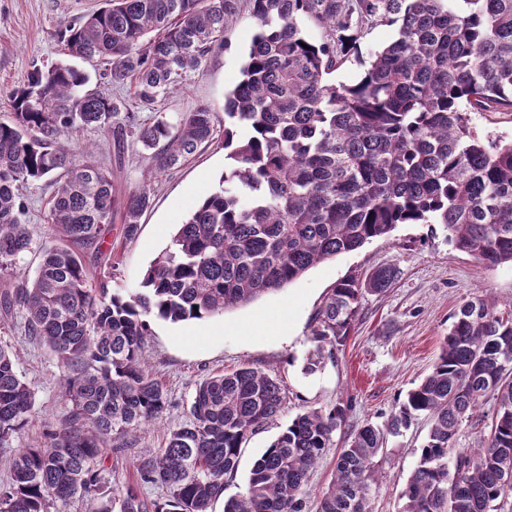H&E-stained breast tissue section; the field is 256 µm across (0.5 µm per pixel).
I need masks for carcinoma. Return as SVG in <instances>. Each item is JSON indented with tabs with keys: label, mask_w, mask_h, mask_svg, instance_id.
Segmentation results:
<instances>
[{
	"label": "carcinoma",
	"mask_w": 512,
	"mask_h": 512,
	"mask_svg": "<svg viewBox=\"0 0 512 512\" xmlns=\"http://www.w3.org/2000/svg\"><path fill=\"white\" fill-rule=\"evenodd\" d=\"M105 2L58 39L66 55L99 62L143 103L199 69L243 11L259 32L225 95L231 165L133 294L110 287L120 260L103 244L116 222L126 238L137 235L149 189L122 196L115 169L95 162L71 169L68 143L95 129L120 164L137 141L150 151L152 178L214 141V112L200 105L174 122L142 121L88 88L89 76L66 62L34 68L10 92L13 112L0 121V318L22 311L27 336L70 374L65 418L47 426L39 446L12 457L0 512H60L87 497L100 503L94 512H212L241 448L282 410L284 389L248 365L205 379L186 423L136 464L137 479L165 490L164 502L150 504L136 483L111 485L103 458L128 452L169 406L144 358L150 320L190 322L246 305L399 224H439L456 249L483 264H512V142L479 138L467 117L512 112V0ZM395 24L397 38L373 53L359 80L330 79L369 31ZM310 25L320 39L309 36ZM42 182L52 188L55 244L33 276L19 278L17 263L33 245L23 190ZM90 249L107 267L97 286ZM394 277L383 268L336 285L315 315L307 372L346 340L363 293L382 292ZM487 401L490 433L477 448L455 447L463 420ZM33 406L16 353L0 346L1 448L25 428ZM421 416L431 428L405 512H493L512 492L511 315L482 297L461 306L432 370L386 423L353 431L315 502L307 482L344 422L341 406L297 415L224 512H372L375 457Z\"/></svg>",
	"instance_id": "carcinoma-1"
}]
</instances>
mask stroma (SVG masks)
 <instances>
[{
    "instance_id": "1",
    "label": "stroma",
    "mask_w": 512,
    "mask_h": 512,
    "mask_svg": "<svg viewBox=\"0 0 512 512\" xmlns=\"http://www.w3.org/2000/svg\"><path fill=\"white\" fill-rule=\"evenodd\" d=\"M101 5L102 0H0V119L12 110L10 91L26 83L34 66L64 60L58 29ZM255 32L253 20L243 17L225 33L223 48L189 74L183 89L150 105L137 104L131 87L100 78L95 63L83 61L79 67L89 74L91 87L136 107L145 119L162 116L172 121L202 104L220 115L224 95L240 77ZM396 35L393 26L370 31L357 53L335 72V80L356 81L364 61ZM227 165L224 141L218 138L147 184L151 206L136 237L126 239L119 223L108 235L122 257L119 287L139 288L146 268L169 246L176 224L217 189ZM49 196V190L38 187L24 192V219L33 232V248L20 259L19 272L34 273L43 249L54 243L47 222ZM385 267L396 271L391 286L380 294L364 293L346 341L325 357L316 372L307 373V359L315 347L314 316L331 289L343 279L362 280ZM482 295L492 298L500 311L511 309L512 265L482 264L455 249L439 225L400 224L387 237L320 263L282 290L248 305L192 323L153 320L145 356L153 376L166 387L170 405L164 422L142 429L125 458L104 460L107 475L113 483L124 484L133 460L157 453L168 431L185 423L199 382L212 373L249 365L280 380L285 402L280 415L245 444L237 472L226 483L225 498L244 492L254 460L297 414L339 405L346 410L345 421L308 482L310 494L318 495L328 486L336 451L351 430L368 421L387 420L398 400L432 370L460 306ZM5 342L18 351V371L33 388L35 403L28 425L8 447H0V482L9 476L12 455L40 444L46 424L59 423L67 410L63 399L67 370L45 346L25 335L22 315L0 323V343ZM428 430V421L419 419L403 435L389 438L378 453L373 512H403V492Z\"/></svg>"
}]
</instances>
